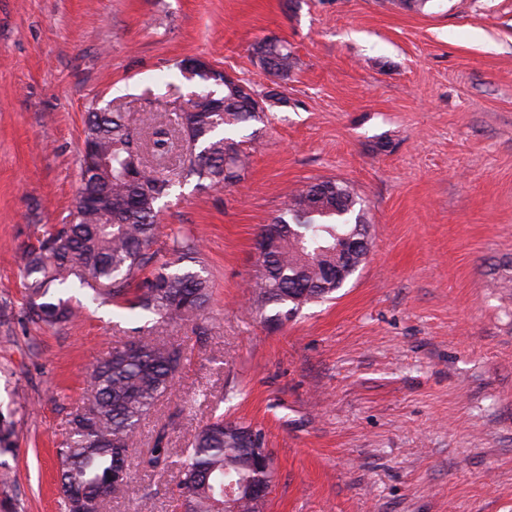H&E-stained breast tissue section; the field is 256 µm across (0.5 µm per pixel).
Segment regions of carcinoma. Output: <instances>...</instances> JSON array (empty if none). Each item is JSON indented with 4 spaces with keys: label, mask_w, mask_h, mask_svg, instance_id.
Here are the masks:
<instances>
[{
    "label": "carcinoma",
    "mask_w": 512,
    "mask_h": 512,
    "mask_svg": "<svg viewBox=\"0 0 512 512\" xmlns=\"http://www.w3.org/2000/svg\"><path fill=\"white\" fill-rule=\"evenodd\" d=\"M268 61L265 74L284 81L296 61L288 45L273 38L255 48ZM224 110L176 114L179 132L193 144L186 171L210 186L239 185L248 176L249 156L231 137L238 127L261 122L265 109L232 83L216 90ZM171 180L147 169L142 158L138 118L130 112H88L81 159V187L75 210L63 224L37 227V244L22 252L28 318L46 326L77 315L69 301L50 289L74 284L99 287L93 292L112 305L140 317L154 315L153 328L192 321L208 306L211 292L202 270L182 267L194 260V238L172 239L173 260L148 277L141 272L159 229V202L171 192ZM364 210L350 185L325 179L306 183L288 198L283 211L262 225L257 248L262 268L255 308L271 307L272 321L289 318L304 305L336 291L341 238L366 230ZM185 359L180 346L150 336L112 351L89 370L82 408L67 421V435L56 450L62 512H103L106 501L94 498L101 485L115 497L132 491L130 476L112 482L115 464L129 467L128 451L141 424L174 384ZM264 447L262 429L218 415L201 427L185 449L179 497L183 512H263L266 501L248 493L253 484H270L273 469L258 462ZM239 483L234 499L224 487Z\"/></svg>",
    "instance_id": "carcinoma-1"
}]
</instances>
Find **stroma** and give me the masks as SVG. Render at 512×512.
<instances>
[{
  "label": "stroma",
  "mask_w": 512,
  "mask_h": 512,
  "mask_svg": "<svg viewBox=\"0 0 512 512\" xmlns=\"http://www.w3.org/2000/svg\"><path fill=\"white\" fill-rule=\"evenodd\" d=\"M288 44L285 105L238 133L245 183L172 179L153 265L194 236L212 288L166 327L187 359L129 450L133 494L105 512H181L182 451L213 416L264 428V512H512V0H0V418L10 507L60 512L56 448L87 371L137 339L115 306L55 328L26 318L19 256L81 187L88 111L136 113L144 142L201 89L189 57L257 89L255 47ZM334 179L370 224L333 297L268 324L256 240L296 188ZM170 457L147 464L158 432Z\"/></svg>",
  "instance_id": "1"
}]
</instances>
